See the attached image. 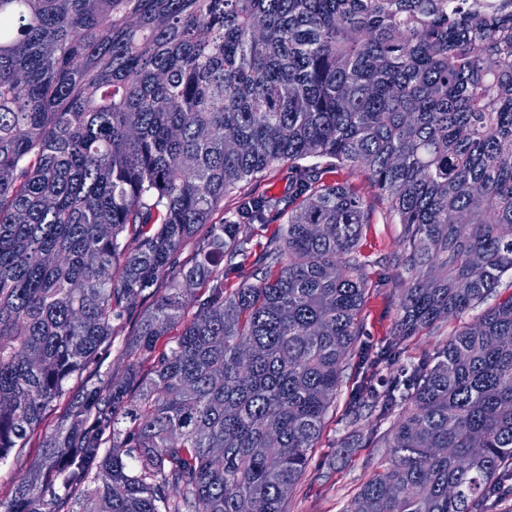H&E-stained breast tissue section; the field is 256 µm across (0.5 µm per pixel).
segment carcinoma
I'll return each instance as SVG.
<instances>
[{
    "instance_id": "1",
    "label": "carcinoma",
    "mask_w": 512,
    "mask_h": 512,
    "mask_svg": "<svg viewBox=\"0 0 512 512\" xmlns=\"http://www.w3.org/2000/svg\"><path fill=\"white\" fill-rule=\"evenodd\" d=\"M307 159L366 172L402 224L398 339L359 352L341 442L389 463L347 512H488L512 481V293L381 365L512 274V0H0L1 463L169 284L126 379L71 398L0 512H288L374 265L366 201ZM285 160L287 207L243 195L211 223ZM496 291V293L489 296L480 305L473 307L459 318H455L444 324L443 327L432 336L420 334L418 336L410 337L406 341L405 353L402 359L398 363L388 366L387 369L384 370V374L389 376L393 372H396L400 366H406L412 362H417L427 355L432 354L437 347L448 339V332L454 327L476 322L488 308L497 302L498 295L502 294L505 296L512 292L511 278L505 276Z\"/></svg>"
}]
</instances>
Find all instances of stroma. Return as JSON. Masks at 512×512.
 I'll use <instances>...</instances> for the list:
<instances>
[{
	"mask_svg": "<svg viewBox=\"0 0 512 512\" xmlns=\"http://www.w3.org/2000/svg\"><path fill=\"white\" fill-rule=\"evenodd\" d=\"M322 178L327 182L352 183L369 205V225L361 245L363 252L370 255L375 265L370 270L373 286L361 314L360 345L373 354L391 340L396 330L401 281L395 271L385 265L384 259L398 250L402 227L388 211L378 189L365 173L345 167L323 173ZM510 293L512 279L503 278L497 295L489 296L485 303L473 307L456 318L454 323L444 324L442 329L430 336L422 334L410 337L406 342L402 364L407 365L432 354L447 340L453 326L476 322L487 307L496 303L498 295ZM153 302L154 298L150 295L142 299L136 313L116 326L111 342L103 348V365L111 369L114 378L119 379L127 374L130 360L123 354L124 346L136 330L140 312L150 308ZM356 382L354 369H347L325 421L312 466L292 493L288 512H347L357 488L386 460L387 451L383 448H352L345 456L336 454L337 445L347 435L342 417ZM67 404V398L60 399L41 425L31 432L24 446L14 449L9 459L0 464V500L11 498L18 476L36 460L43 435L51 431L58 417L64 414Z\"/></svg>",
	"mask_w": 512,
	"mask_h": 512,
	"instance_id": "1",
	"label": "stroma"
}]
</instances>
